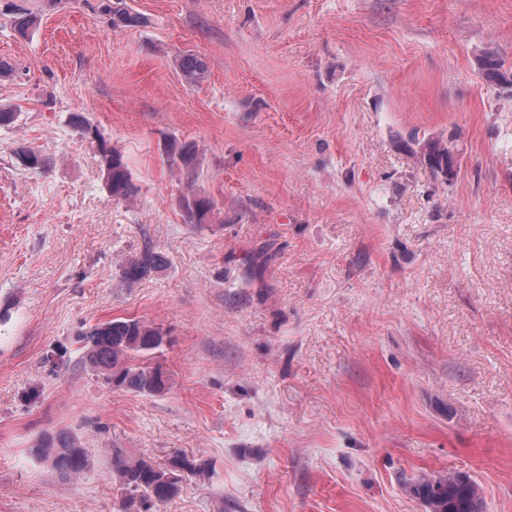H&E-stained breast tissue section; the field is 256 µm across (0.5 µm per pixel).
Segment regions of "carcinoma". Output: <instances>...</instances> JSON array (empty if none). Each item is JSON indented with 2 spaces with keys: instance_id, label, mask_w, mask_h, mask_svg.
Returning <instances> with one entry per match:
<instances>
[{
  "instance_id": "obj_1",
  "label": "carcinoma",
  "mask_w": 512,
  "mask_h": 512,
  "mask_svg": "<svg viewBox=\"0 0 512 512\" xmlns=\"http://www.w3.org/2000/svg\"><path fill=\"white\" fill-rule=\"evenodd\" d=\"M114 27H136L140 18L126 9L115 10L103 4ZM184 77L198 82L207 73L204 61L186 53L179 60ZM71 124L98 144L100 167L112 197L127 200L137 194L132 174L124 156L108 146L99 131L81 114L74 112ZM448 139L419 137L409 134V141L417 147L424 164L434 178L448 182L457 176L460 165ZM186 218L191 224H200L215 208L209 197L193 195L183 200ZM166 264L165 257L150 248L128 259L122 267V281L134 285L158 272ZM163 329L137 318H117L104 322L84 334L85 362L97 369L108 384L147 395H159L167 388V377L158 367L143 364L164 344ZM43 458L51 459L53 467L66 479L81 476L89 465L86 449L66 435L42 439L37 448ZM206 467L187 458H178L168 467H160L144 458L132 459L116 448L112 453V472L118 478L120 499L117 512H152L163 502L174 498L187 476H199ZM409 493L422 505H431L434 512H483V498L473 479L461 483L456 473L423 475L407 485Z\"/></svg>"
}]
</instances>
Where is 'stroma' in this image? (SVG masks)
<instances>
[{"mask_svg":"<svg viewBox=\"0 0 512 512\" xmlns=\"http://www.w3.org/2000/svg\"><path fill=\"white\" fill-rule=\"evenodd\" d=\"M102 2L0 0V512H113V448L207 463L157 512H425L408 482L448 471L512 512V86L480 66L512 74V0H124L135 28ZM414 129L457 132L454 180ZM147 246L165 267L126 287ZM118 317L167 331L164 393L83 365ZM58 434L79 479L36 452ZM178 65L184 77L190 82H199L207 73L204 61L191 53L184 54ZM70 122L75 128L80 129L97 142L100 167L112 197L127 200L135 196L137 194V187L133 182L132 174L124 160V156L119 151L108 146L97 128H94L80 113H72ZM186 218L191 224H202L205 217L215 208L216 203L209 197L191 195L183 200ZM37 452L43 458H50L56 471L66 479L78 478L89 465L86 449L66 435L42 439Z\"/></svg>","mask_w":512,"mask_h":512,"instance_id":"35a3bbf8","label":"stroma"}]
</instances>
